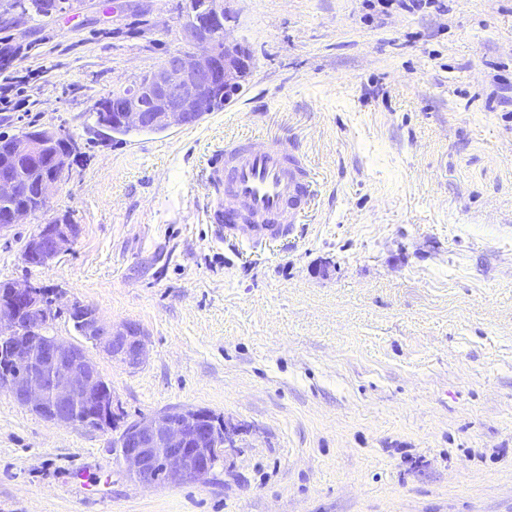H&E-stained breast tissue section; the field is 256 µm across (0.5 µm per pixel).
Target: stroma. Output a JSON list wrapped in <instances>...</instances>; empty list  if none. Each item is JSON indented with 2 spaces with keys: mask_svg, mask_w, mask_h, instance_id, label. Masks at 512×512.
I'll use <instances>...</instances> for the list:
<instances>
[{
  "mask_svg": "<svg viewBox=\"0 0 512 512\" xmlns=\"http://www.w3.org/2000/svg\"><path fill=\"white\" fill-rule=\"evenodd\" d=\"M234 0L255 56L199 123L110 139L94 104L180 46L179 0L0 11L39 45L31 111L75 148L51 201L81 228L26 268L35 223L0 234V282L60 288L133 322L136 369L96 354L116 428H64L0 389V512H512V0ZM259 130L318 192L288 237L216 239L202 160ZM228 432L206 484L142 486L119 426L173 408Z\"/></svg>",
  "mask_w": 512,
  "mask_h": 512,
  "instance_id": "35a3bbf8",
  "label": "stroma"
}]
</instances>
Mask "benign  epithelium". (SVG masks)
<instances>
[{
    "mask_svg": "<svg viewBox=\"0 0 512 512\" xmlns=\"http://www.w3.org/2000/svg\"><path fill=\"white\" fill-rule=\"evenodd\" d=\"M230 2L205 0L197 9L190 0L181 4V11L188 15L179 27L183 48L112 97V111L123 128L165 131L191 126L216 97L242 90L252 75L254 59L247 46L229 39ZM9 151L37 169L41 161L50 159L55 169L38 182L40 209L20 204L0 214V233L47 212L65 172L66 158L53 130H33L14 140ZM22 194L17 181L0 175V196ZM79 234L80 225L55 218L41 226L22 250L21 259L28 267L50 266ZM70 307L89 311L84 335L93 347L131 369L146 361V338L139 325L114 326L81 301L71 302ZM45 314L47 295L31 282H10L0 292V339L9 343L7 358L16 364L12 373L0 378V387L18 404L61 427H105L112 405L104 397L105 380L98 365L82 346L45 334L39 327ZM114 447L129 478L156 487L208 482L224 462V449L230 444L224 424L210 412L179 408L127 423Z\"/></svg>",
    "mask_w": 512,
    "mask_h": 512,
    "instance_id": "7a95c632",
    "label": "benign epithelium"
}]
</instances>
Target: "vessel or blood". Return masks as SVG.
Instances as JSON below:
<instances>
[{
    "label": "vessel or blood",
    "instance_id": "1",
    "mask_svg": "<svg viewBox=\"0 0 512 512\" xmlns=\"http://www.w3.org/2000/svg\"><path fill=\"white\" fill-rule=\"evenodd\" d=\"M205 181L209 223L232 216L248 241L287 236L316 191L308 160L266 135L225 142L207 159Z\"/></svg>",
    "mask_w": 512,
    "mask_h": 512
}]
</instances>
